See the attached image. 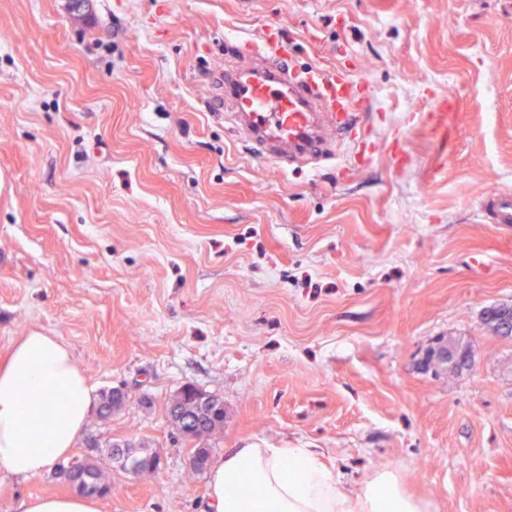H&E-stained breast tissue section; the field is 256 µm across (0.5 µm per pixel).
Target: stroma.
Instances as JSON below:
<instances>
[{
    "instance_id": "stroma-1",
    "label": "stroma",
    "mask_w": 512,
    "mask_h": 512,
    "mask_svg": "<svg viewBox=\"0 0 512 512\" xmlns=\"http://www.w3.org/2000/svg\"><path fill=\"white\" fill-rule=\"evenodd\" d=\"M277 25L295 63L367 80L374 147L280 173L229 133L226 40ZM450 101L448 129L422 114ZM512 0H0V359L64 342L98 391L74 456L157 452L100 512H205L164 407L224 401L208 438L389 468L427 512H512ZM469 366L439 361L437 346ZM68 488L0 473V512ZM489 218L494 224H512L511 190H503L494 195ZM96 448H105L109 460L115 467L119 466L123 471L134 475L153 473L159 465V458L156 453L148 452L143 447L132 448L130 443L126 441L109 439L105 446L97 445ZM139 450V451H138Z\"/></svg>"
}]
</instances>
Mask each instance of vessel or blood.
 <instances>
[{
    "instance_id": "b4317fda",
    "label": "vessel or blood",
    "mask_w": 512,
    "mask_h": 512,
    "mask_svg": "<svg viewBox=\"0 0 512 512\" xmlns=\"http://www.w3.org/2000/svg\"><path fill=\"white\" fill-rule=\"evenodd\" d=\"M247 65L218 72L224 121L255 157L279 171L334 160L354 149L365 108L358 83L343 70L291 64L287 43L270 26L244 42ZM491 220L512 224V191L494 195Z\"/></svg>"
}]
</instances>
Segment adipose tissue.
Listing matches in <instances>:
<instances>
[{"mask_svg":"<svg viewBox=\"0 0 512 512\" xmlns=\"http://www.w3.org/2000/svg\"><path fill=\"white\" fill-rule=\"evenodd\" d=\"M96 400L67 345L39 331L19 338L0 360V471L34 475L68 456ZM207 490L210 512H425L398 471L376 470L355 490L316 448L226 449Z\"/></svg>","mask_w":512,"mask_h":512,"instance_id":"ef3b65f1","label":"adipose tissue"}]
</instances>
